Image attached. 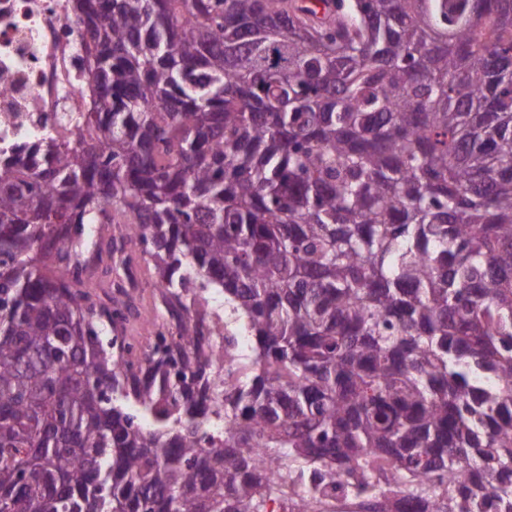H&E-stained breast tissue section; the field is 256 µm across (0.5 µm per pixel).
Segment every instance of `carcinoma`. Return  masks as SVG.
<instances>
[{
    "mask_svg": "<svg viewBox=\"0 0 512 512\" xmlns=\"http://www.w3.org/2000/svg\"><path fill=\"white\" fill-rule=\"evenodd\" d=\"M74 11L83 132L0 171L6 512H512V0ZM81 224L178 317L122 374ZM196 282L253 343L222 385Z\"/></svg>",
    "mask_w": 512,
    "mask_h": 512,
    "instance_id": "cac0c4a2",
    "label": "carcinoma"
}]
</instances>
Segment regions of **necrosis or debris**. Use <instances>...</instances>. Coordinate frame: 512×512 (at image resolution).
Wrapping results in <instances>:
<instances>
[{"label": "necrosis or debris", "instance_id": "necrosis-or-debris-1", "mask_svg": "<svg viewBox=\"0 0 512 512\" xmlns=\"http://www.w3.org/2000/svg\"><path fill=\"white\" fill-rule=\"evenodd\" d=\"M83 56L73 0H0V159L79 133Z\"/></svg>", "mask_w": 512, "mask_h": 512}]
</instances>
